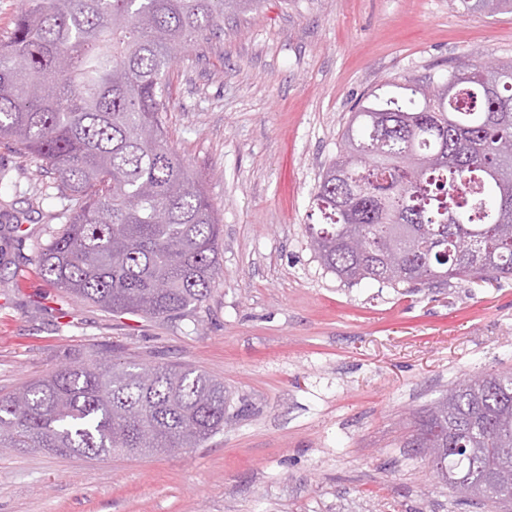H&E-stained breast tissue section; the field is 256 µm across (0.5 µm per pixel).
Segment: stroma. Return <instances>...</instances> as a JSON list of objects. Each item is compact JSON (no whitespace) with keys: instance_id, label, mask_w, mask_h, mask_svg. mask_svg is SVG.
I'll list each match as a JSON object with an SVG mask.
<instances>
[{"instance_id":"1","label":"stroma","mask_w":512,"mask_h":512,"mask_svg":"<svg viewBox=\"0 0 512 512\" xmlns=\"http://www.w3.org/2000/svg\"><path fill=\"white\" fill-rule=\"evenodd\" d=\"M512 61V10L460 0H264L170 72L167 143L223 224L222 274L170 322L70 299L39 273L63 203L55 175L0 139V396L97 346L223 381L198 448L105 460L0 451V512H495L453 505L405 425L454 384L512 368V279L401 296L323 268L305 226L355 108L464 55Z\"/></svg>"}]
</instances>
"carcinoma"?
<instances>
[{"instance_id":"obj_1","label":"carcinoma","mask_w":512,"mask_h":512,"mask_svg":"<svg viewBox=\"0 0 512 512\" xmlns=\"http://www.w3.org/2000/svg\"><path fill=\"white\" fill-rule=\"evenodd\" d=\"M262 0H25L0 39V139L57 174L74 201L42 248L41 275L113 314L177 320L221 273L223 229L204 185L172 151L164 115L179 54L210 44L224 13ZM492 14L512 0H463ZM438 97L408 81L369 95L315 195L308 225L321 265L347 284L403 287L512 277V63L475 56L448 70ZM469 239L475 249L461 253ZM393 252L398 265L384 263ZM224 382L190 367L92 351L0 398V449L103 458L136 447L198 448L224 428ZM407 448H442L441 481L467 477L512 509V371L448 389L424 409Z\"/></svg>"}]
</instances>
